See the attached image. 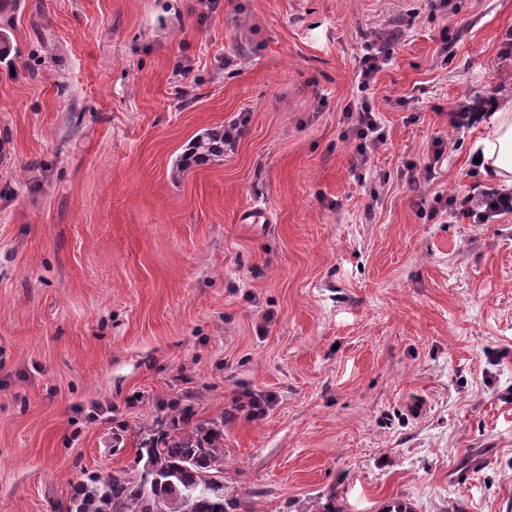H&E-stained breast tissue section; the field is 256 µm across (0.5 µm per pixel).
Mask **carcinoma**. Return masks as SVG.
Instances as JSON below:
<instances>
[{"label": "carcinoma", "mask_w": 512, "mask_h": 512, "mask_svg": "<svg viewBox=\"0 0 512 512\" xmlns=\"http://www.w3.org/2000/svg\"><path fill=\"white\" fill-rule=\"evenodd\" d=\"M228 144L224 126L205 130L180 156L175 173L224 160ZM225 416L192 424L174 413L141 429L135 465L70 485L61 512H254L249 495L224 494ZM298 512L340 510L329 496L310 499Z\"/></svg>", "instance_id": "obj_1"}]
</instances>
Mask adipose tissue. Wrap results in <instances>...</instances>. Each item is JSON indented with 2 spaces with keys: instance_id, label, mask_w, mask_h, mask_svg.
Instances as JSON below:
<instances>
[{
  "instance_id": "1",
  "label": "adipose tissue",
  "mask_w": 512,
  "mask_h": 512,
  "mask_svg": "<svg viewBox=\"0 0 512 512\" xmlns=\"http://www.w3.org/2000/svg\"><path fill=\"white\" fill-rule=\"evenodd\" d=\"M475 150L482 171L499 185L512 188V100L496 105Z\"/></svg>"
}]
</instances>
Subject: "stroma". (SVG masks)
<instances>
[{
    "mask_svg": "<svg viewBox=\"0 0 512 512\" xmlns=\"http://www.w3.org/2000/svg\"><path fill=\"white\" fill-rule=\"evenodd\" d=\"M387 140L343 135L359 60ZM512 0H18L0 57V512L133 466L170 403L224 427L256 512H512V216L462 103L512 97ZM222 162L177 175L211 126ZM431 181L407 182L436 136ZM263 208L268 221L246 224ZM389 46L390 42L379 47L370 46L360 58V71L357 78L359 77L358 88L361 89V93L369 90L371 83L375 81V76L387 67L391 59ZM478 200L476 204L467 206L469 202H473V198H470L462 207L452 209L451 217L458 224H464L467 221L473 224H491L505 215H512L511 192L490 190L484 192Z\"/></svg>",
    "mask_w": 512,
    "mask_h": 512,
    "instance_id": "stroma-1",
    "label": "stroma"
}]
</instances>
